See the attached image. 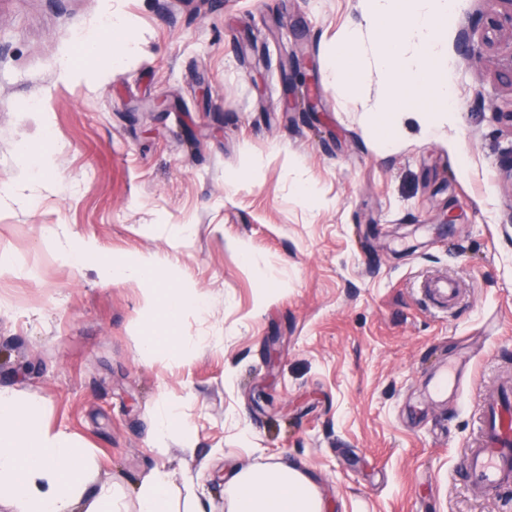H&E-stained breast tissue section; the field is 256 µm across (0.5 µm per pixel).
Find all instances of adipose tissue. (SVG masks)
Here are the masks:
<instances>
[{"label": "adipose tissue", "mask_w": 512, "mask_h": 512, "mask_svg": "<svg viewBox=\"0 0 512 512\" xmlns=\"http://www.w3.org/2000/svg\"><path fill=\"white\" fill-rule=\"evenodd\" d=\"M367 15L385 39L378 59L387 73L381 109L398 112L404 102L437 99L441 108L430 123L450 118L458 102L447 75L438 68L442 31L462 0H366ZM60 254L66 262L98 267L106 279L140 285L146 326L137 345L140 355L153 359L161 351L185 361L205 348L202 337L182 333L188 314H203L205 301L190 286L162 293L159 284L174 254H139L120 262H105L100 245L78 239ZM78 440L42 420L39 402L0 390V501L10 512H206L194 495L175 506L169 474L162 467L143 470L132 491L89 486V463ZM227 512H327L326 499L306 470L283 457L258 467H235L225 476ZM135 508L127 510L126 496Z\"/></svg>", "instance_id": "1"}]
</instances>
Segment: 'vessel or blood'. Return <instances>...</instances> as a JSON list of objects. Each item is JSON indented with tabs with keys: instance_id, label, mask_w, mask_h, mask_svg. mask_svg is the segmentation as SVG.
I'll return each instance as SVG.
<instances>
[{
	"instance_id": "b4317fda",
	"label": "vessel or blood",
	"mask_w": 512,
	"mask_h": 512,
	"mask_svg": "<svg viewBox=\"0 0 512 512\" xmlns=\"http://www.w3.org/2000/svg\"><path fill=\"white\" fill-rule=\"evenodd\" d=\"M429 304L448 311L463 296L459 283L446 276L427 281L422 290ZM463 384L458 367H446L436 377L435 395L457 394ZM479 427L459 464V474L475 496L512 487V378L485 390L479 400Z\"/></svg>"
}]
</instances>
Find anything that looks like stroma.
Wrapping results in <instances>:
<instances>
[{"instance_id":"35a3bbf8","label":"stroma","mask_w":512,"mask_h":512,"mask_svg":"<svg viewBox=\"0 0 512 512\" xmlns=\"http://www.w3.org/2000/svg\"><path fill=\"white\" fill-rule=\"evenodd\" d=\"M491 7L467 0L443 31L456 116L431 134L404 106L389 147L363 0H0V183L15 189L0 197V388L77 436L93 485L128 489L157 464L178 496L190 482L226 512L225 464L283 456L330 512H512V492L475 497L457 473L481 388L512 373V91L483 39ZM109 8L139 44L118 69ZM349 30L364 79L346 93L327 63ZM73 238L111 260L178 248L167 285L206 300L183 333L208 346L141 359L139 285L63 261ZM437 274L466 290L445 314L420 292ZM446 362L472 381L439 401L428 380ZM166 399L182 426L162 456L149 431Z\"/></svg>"}]
</instances>
